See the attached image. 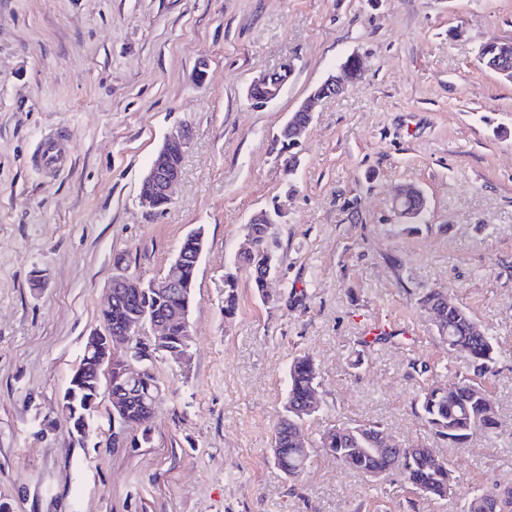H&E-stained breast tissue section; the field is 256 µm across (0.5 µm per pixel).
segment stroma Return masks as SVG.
I'll return each instance as SVG.
<instances>
[{"label":"stroma","mask_w":512,"mask_h":512,"mask_svg":"<svg viewBox=\"0 0 512 512\" xmlns=\"http://www.w3.org/2000/svg\"><path fill=\"white\" fill-rule=\"evenodd\" d=\"M512 41V0H0V502L8 512H457L475 489L512 487V81L478 61ZM349 55L362 79L324 99L287 175L273 139ZM294 59L262 108L252 82ZM192 130L176 197L138 203L154 154ZM71 161L46 171L42 136ZM427 222L403 231L401 185ZM276 304L247 272L224 318V274L271 201ZM204 227L190 359L159 362L162 397L135 447L79 441L61 402L99 329L113 261L166 274ZM439 286L496 336L484 383L501 431L441 446L456 487L426 498L398 475L342 469L317 443L339 423L431 441L412 399L453 362L419 292ZM378 336H369V329ZM319 368L300 480L274 462L292 358Z\"/></svg>","instance_id":"stroma-1"}]
</instances>
